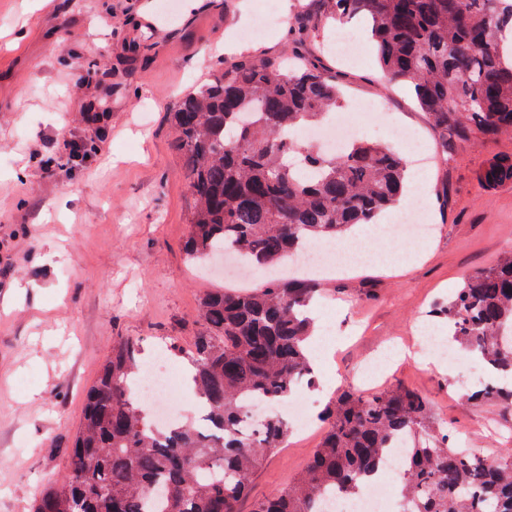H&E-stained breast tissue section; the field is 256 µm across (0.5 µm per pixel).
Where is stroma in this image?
Masks as SVG:
<instances>
[{
  "label": "stroma",
  "mask_w": 512,
  "mask_h": 512,
  "mask_svg": "<svg viewBox=\"0 0 512 512\" xmlns=\"http://www.w3.org/2000/svg\"><path fill=\"white\" fill-rule=\"evenodd\" d=\"M0 0V512H30L56 481L82 419L84 394L113 338L188 345L199 300L223 287L183 249L191 199L168 114L179 97L223 67L228 33L248 25L262 0ZM335 75L349 100L378 102L382 119L408 132L385 136L405 158L423 149L430 237L412 260L366 261L321 279L315 349L321 377L337 391L402 384L425 395L460 447L499 451L512 409L477 406L479 380L458 363L406 360L368 381L364 366L390 344L417 342L418 324L473 272L512 249V183L487 192L476 173L512 155V137L459 148L437 160L438 136L402 86L385 77L364 44L361 62L340 63L321 42L296 46L284 29L244 42L243 55L281 57ZM93 136L97 151L75 168L45 172L70 140ZM322 427L291 433L255 475L239 505L285 487L306 467Z\"/></svg>",
  "instance_id": "1"
}]
</instances>
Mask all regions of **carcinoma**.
I'll return each mask as SVG.
<instances>
[{
    "label": "carcinoma",
    "instance_id": "carcinoma-1",
    "mask_svg": "<svg viewBox=\"0 0 512 512\" xmlns=\"http://www.w3.org/2000/svg\"><path fill=\"white\" fill-rule=\"evenodd\" d=\"M326 2L338 20H369L382 70L410 86L443 158L459 144L512 135V49L502 39L512 0ZM340 105L328 72L249 56L224 62L180 98L169 119L192 200L188 260L231 250L257 272L273 270L304 243L341 239L395 206L408 165L388 147L361 141L328 154L281 138ZM96 151L91 136L65 144L72 167ZM476 180L485 190L512 183V155L490 158ZM318 292L306 279L267 277L249 290L202 295L185 360L207 430L196 419L158 428L129 392L146 365L139 342L113 341L86 393L64 473L33 512H239L289 431L277 414L244 431L252 402L319 386L306 315ZM433 313L448 320L449 342L492 373L468 399L512 406V251L466 278ZM320 420L326 432L305 469L251 512H319L330 487L357 496L362 478L399 446L408 512H512V448L490 461L465 453L409 387L343 391Z\"/></svg>",
    "mask_w": 512,
    "mask_h": 512
}]
</instances>
